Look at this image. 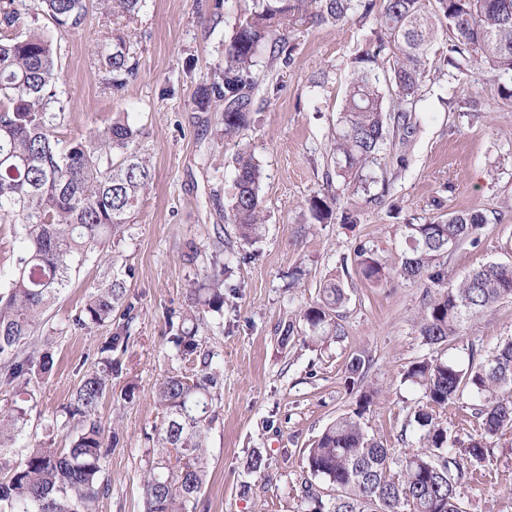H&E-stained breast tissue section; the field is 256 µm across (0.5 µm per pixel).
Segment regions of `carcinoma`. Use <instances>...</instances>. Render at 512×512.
<instances>
[{
  "label": "carcinoma",
  "mask_w": 512,
  "mask_h": 512,
  "mask_svg": "<svg viewBox=\"0 0 512 512\" xmlns=\"http://www.w3.org/2000/svg\"><path fill=\"white\" fill-rule=\"evenodd\" d=\"M103 15L123 19L98 44L106 88L122 89L138 74L130 23L145 0H98ZM85 0H0V220L22 226L20 253L8 293L0 296V383L15 388V399L0 410V452L17 449L11 476L0 481V512H94L109 494L104 463L120 442L96 418L100 401L119 371L112 352L126 347L128 329L107 336L97 352V366L80 379L63 424L77 422L68 448L47 442L18 444L30 410L27 389L33 378L49 372L53 357L29 350V339L43 316L64 292L73 273L90 253L133 223L152 183L149 160L137 148L140 131L125 114L59 147L56 130L66 105L60 97L58 44L40 19L58 31L78 28ZM309 17L339 25L354 18L371 23V37L352 58L342 110L333 134L336 176L346 184L363 181L388 141L399 139L395 155L402 167L415 132V106L430 76L428 56L439 30L452 32L447 64L458 74L483 67L497 96L512 106V0H249L241 12L224 56V66L200 88V100L224 101L222 138L239 137L248 125L254 74L265 45L288 60L290 19ZM23 30H18L19 24ZM262 170L247 153L236 158L235 192L224 220L249 242L262 232L259 195ZM310 210L317 221L328 218L330 197L315 196ZM487 223L480 210L451 212L446 218L408 224L400 276L429 283L417 328L424 344L434 347L460 335L469 321L512 298V264L491 263L448 286L444 258L462 242H479ZM358 275L377 284L384 266L373 248L355 253ZM221 253L211 254V271L193 282L186 308L168 317L175 357L197 365L174 368L159 383L155 403L165 417L159 455L143 476L145 512H197L206 482V435L215 418L223 380L216 353L207 348L206 314L224 311ZM343 288L331 279L300 320L312 343L344 334L337 309ZM122 306L134 310L119 283L94 288L71 317L78 329L91 330ZM405 380L422 390L426 405L409 424L420 431L426 453L394 455L368 435L359 418L377 391L361 393L354 414L331 423L307 449L309 473L332 487L333 497L319 499L304 486L311 512H464L462 485L474 479L488 452L485 440L512 430V339L483 355L470 351L466 365L424 358L411 364ZM468 399L481 433L462 448L448 442V430L431 410Z\"/></svg>",
  "instance_id": "obj_1"
}]
</instances>
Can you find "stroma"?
Here are the masks:
<instances>
[{
  "instance_id": "stroma-1",
  "label": "stroma",
  "mask_w": 512,
  "mask_h": 512,
  "mask_svg": "<svg viewBox=\"0 0 512 512\" xmlns=\"http://www.w3.org/2000/svg\"><path fill=\"white\" fill-rule=\"evenodd\" d=\"M240 16L238 0H146L134 21L139 74L109 92L94 55L112 28L97 0H87L83 24L57 35L65 118L60 146L125 112L142 135L138 149L152 166L153 182L124 235L96 250L60 299L46 312L31 345L49 349L51 373L32 386L23 430L32 444L70 445L72 430L50 422L71 399L98 348L110 332L128 326L126 350L114 352L121 370L98 410L102 427L122 436L105 466L111 484L97 512H144L142 476L157 451L164 417L154 390L175 366L166 343V314L184 307L187 290L210 265L216 239L224 241V313L208 315L210 347L224 370L221 401L207 432L204 512H302L301 485L312 481L322 496L330 488L311 477L306 450L327 425L352 412L362 385L378 395L361 423L394 454L421 452L419 435L406 426L424 402L405 382L411 363L426 357L467 361L471 349L487 353L512 338V299L468 323L437 347L424 345L416 322L424 282L400 277L406 227L454 211L482 210L487 223L479 245L461 243L448 258V283L490 263H512V107L503 105L480 70L451 77L442 70L447 36L429 56L430 76L417 104V132L404 168H394L387 147L368 174L366 189L327 181L332 169V133L342 108L355 52L370 30L357 21L342 25L291 22L290 62L261 54L265 85L251 99L250 125L242 141H224L218 131L224 104L199 106L197 92L224 64ZM478 104L480 118L465 111ZM248 147L264 170L260 195L265 229L252 244L225 223L233 193L234 156ZM334 191L331 222L308 211L310 200ZM382 203H375V196ZM358 221L345 224L343 211ZM202 253L186 263L189 243ZM376 250L387 278L374 285L356 272L359 244ZM336 278L346 294L339 308L344 336L328 343L305 341L295 331L280 339L288 321L317 300L323 280ZM121 282L135 305L132 317L115 310L111 321L87 332L66 320L91 288ZM364 355L363 384H354L348 361ZM135 386L136 398L116 397ZM266 466L249 471L248 460ZM465 512H512V430L490 441L481 474L464 486Z\"/></svg>"
}]
</instances>
